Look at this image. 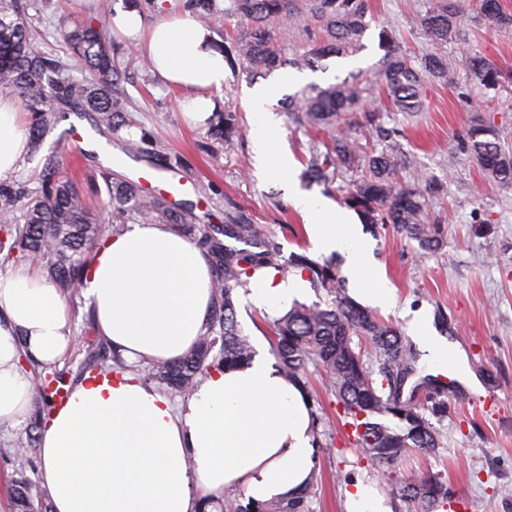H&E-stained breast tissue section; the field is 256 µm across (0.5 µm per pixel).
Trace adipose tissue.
<instances>
[{
	"instance_id": "adipose-tissue-1",
	"label": "adipose tissue",
	"mask_w": 512,
	"mask_h": 512,
	"mask_svg": "<svg viewBox=\"0 0 512 512\" xmlns=\"http://www.w3.org/2000/svg\"><path fill=\"white\" fill-rule=\"evenodd\" d=\"M109 26L142 44L163 81L186 90L188 118L211 117L227 64L215 35L192 12L150 22L130 4ZM273 93H250L249 138L258 171L289 182L293 166L269 108ZM27 140L18 104L0 94V180L17 170ZM289 201L316 251L345 255L356 293L370 306L394 308L395 292L351 215L296 188ZM307 286L302 272L284 276L267 268L240 296L275 317ZM81 290L99 335L126 366L106 377L84 375L41 423L40 480L53 512H211L229 488L264 504L310 482L316 445L308 399L265 356L207 373L177 408L136 368L180 358L207 330L212 270L193 240L167 224L127 225L94 249ZM410 334L424 363L454 364L460 381L480 388L429 313L415 312ZM71 341L70 317L52 279L23 266L0 272V427H19L30 416L29 364H56Z\"/></svg>"
}]
</instances>
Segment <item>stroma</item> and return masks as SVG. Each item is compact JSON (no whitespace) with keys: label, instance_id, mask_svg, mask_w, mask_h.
<instances>
[{"label":"stroma","instance_id":"35a3bbf8","mask_svg":"<svg viewBox=\"0 0 512 512\" xmlns=\"http://www.w3.org/2000/svg\"><path fill=\"white\" fill-rule=\"evenodd\" d=\"M369 28L359 51L322 59L314 67L316 85L325 87L359 73L374 78L382 50L379 37L390 31L412 63L433 51L434 46L419 24L432 0H367ZM460 16V36L448 43L445 53L454 69L451 84L429 83L424 87L425 107L417 120L400 112L386 111L384 103L369 98L371 108L383 115L393 130L391 143L399 148L411 175L443 185L444 192L429 202V213L446 228L445 246L426 257L416 255V242L379 229L365 233L373 259L384 267L395 288L398 309L383 318L400 332H407L402 307L427 308L445 315L452 340L467 355L470 369L482 381L479 392L459 393L456 370L436 371L419 364L410 384L435 379L441 400L448 405L444 417H431L438 446L429 454L410 453L399 464V475L439 478L448 489L444 507L437 512H512V186L484 176L461 146V138L474 121L496 128L502 144L512 149V30L489 26L478 14L475 0H448ZM33 43L49 56H64V29L85 21L72 13L67 0H30ZM325 32L307 11L294 24L279 28L274 41L285 61L284 72H294V59L308 48L323 43ZM488 58L501 72L500 90H483L469 73V57ZM115 60L122 73L114 94L131 119L118 136L99 134L113 155L124 158L120 172L156 170L158 157L180 159L175 177L182 184L180 201L191 204L200 223L224 225L234 219L259 225L282 249L283 258L311 253L305 220L288 201L285 183L253 174L247 134L249 112L244 88L267 84L264 74L237 64L225 72L221 108L237 112L241 135L233 152L227 153L210 138L207 127L187 125L179 102L181 89L161 82L145 63L141 46L118 39ZM299 86L286 85L279 92L275 111L281 119V138L294 164V176L307 184L311 197L339 203L344 177L329 185H311L306 178L309 149L316 138L294 122L289 102ZM87 119L71 114L58 118L39 151L27 152L18 171L8 177L11 185L28 191L40 188L38 179L44 155L60 153L86 198L94 221H101L99 194L107 165L93 149L77 150L76 130L88 127ZM74 338L67 354L55 365L33 367L34 375L53 379L64 375L75 384L85 374L84 362L93 331L86 322L91 310L82 294L66 302ZM309 402L324 421L314 429L317 482L310 498V512H347V499L364 485L381 496L389 512H421L417 502L400 497L376 465L348 442L349 430L339 415L343 408L319 372L310 374ZM28 426L0 434V512H13L8 483L18 476L39 481L41 460L36 449L21 452L17 443Z\"/></svg>","mask_w":512,"mask_h":512}]
</instances>
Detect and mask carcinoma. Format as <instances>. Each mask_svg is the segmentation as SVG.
<instances>
[{
  "instance_id": "1",
  "label": "carcinoma",
  "mask_w": 512,
  "mask_h": 512,
  "mask_svg": "<svg viewBox=\"0 0 512 512\" xmlns=\"http://www.w3.org/2000/svg\"><path fill=\"white\" fill-rule=\"evenodd\" d=\"M235 10L248 24L238 38L235 50L224 51L228 65L238 62L256 72H271L280 65L272 48V24L294 19L295 0H234ZM307 9L322 25L327 42L300 54L294 64L312 67L329 55L343 56L361 46L367 29L366 0H308ZM26 0H0V91L18 96L30 116V136L40 147L56 119L46 111L55 102L64 114L87 117L94 127L110 133L126 125V117L112 88L118 79L110 34L104 23L77 26L65 34V43L73 57L88 72L78 82L67 74V65L49 58L32 45L31 20L26 16ZM480 13L496 27L512 25L501 0H479ZM421 25L436 45L446 44L459 34L457 12L448 0H434L421 19ZM384 55L377 71V84L390 105L398 112L413 115L423 108L422 86L425 80L451 83L454 71L448 58L430 53L420 68L410 60L389 36L380 37ZM468 66L474 79L487 89L499 85V73L487 59L474 56ZM370 83L344 80L327 87L311 85L291 99L294 120L320 131L339 127L331 136L326 152L311 156L307 164L309 183L326 184L338 172L360 171V175L342 187V202L359 212L364 224L389 227L402 238L415 241L418 253L436 252L445 245L443 225L430 219L426 195L438 188L432 184L421 191L399 177L398 152L389 146L369 154L353 136V131L372 132L378 138L388 134L380 123V114L365 103ZM210 136L233 149L238 135L236 113L227 110L210 124ZM462 147L474 158L481 171L504 186H512V151L501 144L497 130L476 122L467 130ZM63 162L57 153L43 159L41 190L34 194L24 187L0 184V212L7 214L25 201L23 222L5 225L0 239L3 261L39 260L59 288L69 298L80 288L86 265L84 254L103 238L101 225L89 220L79 189L62 175ZM106 199L104 210L110 232L120 233L131 215L148 224H168L188 235L207 254L213 269L212 321L197 346L177 362L150 364L149 375L167 388L189 392L198 378L211 369H223L249 361L253 346L242 333L236 315V293L247 288L254 276L266 268L285 273L290 268L307 273L310 287L325 295L323 304L293 302L288 311L274 318L275 342L272 355L277 367L302 391H307V369L312 365L323 372L328 385L343 406L345 425L351 428L352 444L387 478L396 472L399 460L410 450L432 451L438 439L424 411L444 415L448 406L429 394L418 403H400L398 396L418 351L392 326L358 304L347 291L345 280L336 271V263H319L305 254H294L282 261L281 248L266 236L257 224H201L193 209L177 207L163 197L144 195L125 179L103 175ZM356 336L367 339L374 349L375 365L368 367L353 345ZM95 351L85 368L106 371L110 366L127 367L119 354L107 364L106 348L92 342ZM311 486L297 495L265 504H249L245 509L234 500L224 501L226 512H310ZM401 497L417 500L424 512H434L447 499L443 483L428 476L409 477L400 483ZM10 494L20 512H50L44 494L30 479L13 480Z\"/></svg>"
}]
</instances>
